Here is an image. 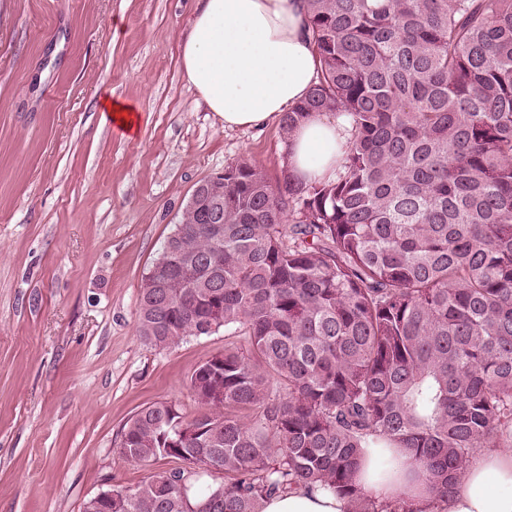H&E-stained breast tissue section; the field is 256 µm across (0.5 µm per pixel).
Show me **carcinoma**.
<instances>
[{
	"mask_svg": "<svg viewBox=\"0 0 512 512\" xmlns=\"http://www.w3.org/2000/svg\"><path fill=\"white\" fill-rule=\"evenodd\" d=\"M319 57L289 135L345 113L333 180L275 190L224 168L220 235L169 236L191 287L142 288L138 333L194 335L184 316L224 300V350L190 377L209 412H137V464L210 463L197 512H260L295 486H330L380 512L356 481L362 449L408 450L450 496L480 448L512 446V0H306ZM200 432L187 437L182 424ZM184 472L152 473L112 512H188Z\"/></svg>",
	"mask_w": 512,
	"mask_h": 512,
	"instance_id": "cac0c4a2",
	"label": "carcinoma"
}]
</instances>
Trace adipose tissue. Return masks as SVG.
<instances>
[{
    "label": "adipose tissue",
    "instance_id": "1",
    "mask_svg": "<svg viewBox=\"0 0 512 512\" xmlns=\"http://www.w3.org/2000/svg\"><path fill=\"white\" fill-rule=\"evenodd\" d=\"M319 59L307 33L304 0H199L181 47L185 82L225 128H257L309 93ZM352 136L345 117L316 114L287 140L288 170L298 182L328 179ZM357 481L371 500H405L413 512H512V448H483L447 501H435L419 462L405 449H365ZM328 486L301 487L265 499L261 512H353Z\"/></svg>",
    "mask_w": 512,
    "mask_h": 512
}]
</instances>
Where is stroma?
<instances>
[{"instance_id":"obj_1","label":"stroma","mask_w":512,"mask_h":512,"mask_svg":"<svg viewBox=\"0 0 512 512\" xmlns=\"http://www.w3.org/2000/svg\"><path fill=\"white\" fill-rule=\"evenodd\" d=\"M195 6L0 0V512H82L173 468L126 459V422L161 400L203 412L189 380L224 333L144 342L140 286L200 182L246 160L279 186L284 135L225 129L185 83ZM110 109V117L112 121L118 124L120 127L126 130H132L135 126H137L140 114L135 111L132 107L112 101L109 106Z\"/></svg>"}]
</instances>
